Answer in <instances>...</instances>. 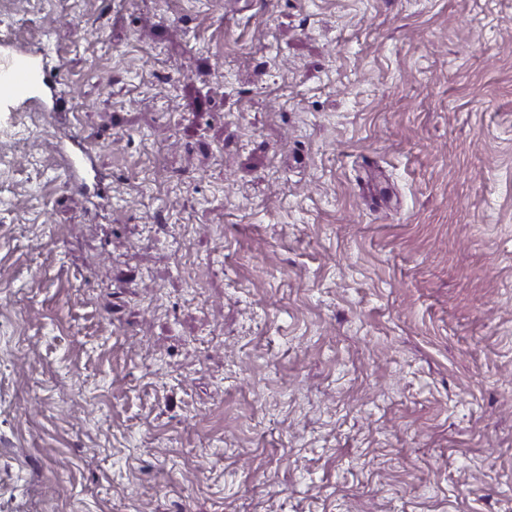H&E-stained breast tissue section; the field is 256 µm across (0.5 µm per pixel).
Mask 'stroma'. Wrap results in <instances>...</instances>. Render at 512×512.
I'll return each instance as SVG.
<instances>
[{
  "mask_svg": "<svg viewBox=\"0 0 512 512\" xmlns=\"http://www.w3.org/2000/svg\"><path fill=\"white\" fill-rule=\"evenodd\" d=\"M46 39L0 512H512V9L0 0V75Z\"/></svg>",
  "mask_w": 512,
  "mask_h": 512,
  "instance_id": "stroma-1",
  "label": "stroma"
}]
</instances>
